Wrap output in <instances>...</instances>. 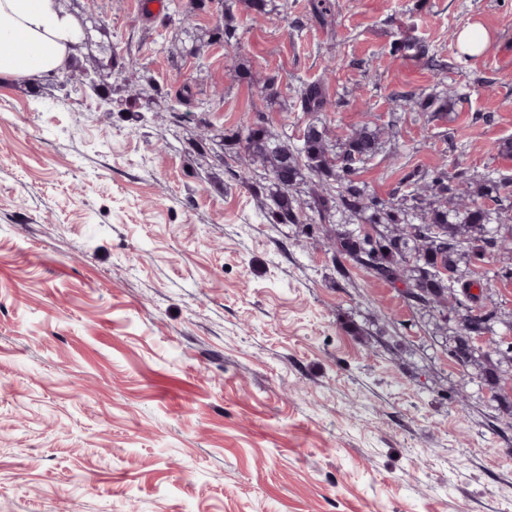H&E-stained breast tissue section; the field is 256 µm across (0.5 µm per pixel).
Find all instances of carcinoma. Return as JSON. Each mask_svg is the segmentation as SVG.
<instances>
[{"instance_id":"carcinoma-1","label":"carcinoma","mask_w":512,"mask_h":512,"mask_svg":"<svg viewBox=\"0 0 512 512\" xmlns=\"http://www.w3.org/2000/svg\"><path fill=\"white\" fill-rule=\"evenodd\" d=\"M233 36L231 24L221 22L198 38V46L228 44ZM299 106L303 112L326 110L330 100L322 84L304 86ZM222 140L228 157L247 161L238 172L240 185L271 201L263 205L269 223L320 225L336 263L349 259L377 279L401 283L407 299L453 320L449 354L463 368L471 364L478 352L472 338L493 331L499 316L496 303L482 301L470 288L512 275V265L462 271L457 256L468 251L481 261L488 252H512V225L489 227L512 209V180L487 178L473 186L464 176L450 177L440 169L423 185L410 181L402 198L384 201L351 178L354 167L377 150L379 133L367 126L349 134L335 152L325 128L309 123L296 140H281L258 112L224 130ZM483 356L489 388L503 390L508 378L499 365L512 363V342H495Z\"/></svg>"}]
</instances>
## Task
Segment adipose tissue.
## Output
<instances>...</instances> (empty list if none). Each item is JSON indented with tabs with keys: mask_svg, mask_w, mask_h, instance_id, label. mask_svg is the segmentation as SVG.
Returning <instances> with one entry per match:
<instances>
[{
	"mask_svg": "<svg viewBox=\"0 0 512 512\" xmlns=\"http://www.w3.org/2000/svg\"><path fill=\"white\" fill-rule=\"evenodd\" d=\"M72 29L57 0H0V80L63 67Z\"/></svg>",
	"mask_w": 512,
	"mask_h": 512,
	"instance_id": "ef3b65f1",
	"label": "adipose tissue"
}]
</instances>
